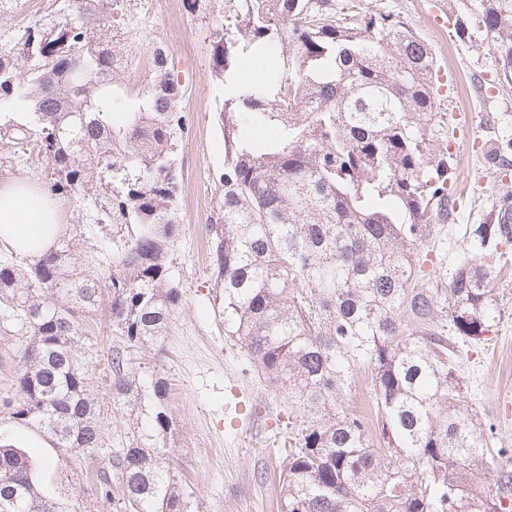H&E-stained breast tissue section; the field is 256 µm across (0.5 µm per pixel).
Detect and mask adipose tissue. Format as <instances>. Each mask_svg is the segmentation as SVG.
<instances>
[{
	"label": "adipose tissue",
	"instance_id": "obj_1",
	"mask_svg": "<svg viewBox=\"0 0 512 512\" xmlns=\"http://www.w3.org/2000/svg\"><path fill=\"white\" fill-rule=\"evenodd\" d=\"M60 232L57 204L38 179L0 183V240L34 257L52 247Z\"/></svg>",
	"mask_w": 512,
	"mask_h": 512
}]
</instances>
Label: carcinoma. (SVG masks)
Returning <instances> with one entry per match:
<instances>
[{
	"label": "carcinoma",
	"instance_id": "carcinoma-1",
	"mask_svg": "<svg viewBox=\"0 0 512 512\" xmlns=\"http://www.w3.org/2000/svg\"><path fill=\"white\" fill-rule=\"evenodd\" d=\"M128 0H78L49 29L30 27L24 62L0 53V101L27 105L5 127L4 159L37 153L52 193L87 200L121 187L113 216L138 226L112 266L80 268L76 238L24 266L0 260V336L21 338L12 392L0 397V512H190L174 465L171 385L157 372L182 293L169 272L181 231L177 151L189 129L182 84L161 49L138 98L129 66ZM215 76L224 170L207 224L224 335L283 389L295 414L277 465H263L277 512H507L496 495L493 427L464 414L457 341L479 343L500 310L488 254L512 226L471 224L451 276L429 259L433 232L457 207L448 193L454 128L437 105L430 45L389 11L355 0H225ZM460 36L475 31L512 84V0H461ZM280 69L243 83L266 55ZM111 97L112 117L98 102ZM274 135L256 143L251 127ZM106 307L115 343L92 334ZM153 353V362L141 354ZM367 374L374 417L349 406ZM125 430L112 436L110 424ZM26 426L57 457L89 458L68 487L46 456L10 437Z\"/></svg>",
	"mask_w": 512,
	"mask_h": 512
}]
</instances>
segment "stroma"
I'll list each match as a JSON object with an SVG mask.
<instances>
[{"instance_id":"1","label":"stroma","mask_w":512,"mask_h":512,"mask_svg":"<svg viewBox=\"0 0 512 512\" xmlns=\"http://www.w3.org/2000/svg\"><path fill=\"white\" fill-rule=\"evenodd\" d=\"M431 45L438 67L455 77L456 87L440 103L460 112L463 128L448 144L453 157L450 185L462 203L439 225L434 250L453 268L467 247L469 224H486L491 209L512 194V166L503 167L499 146L512 137V87L503 86L495 55L480 35L460 37L440 25L432 0H384ZM75 0H7L0 10V48L20 47L28 26L47 23ZM133 31L126 48L134 57L124 75L129 98L144 89L153 69L152 50H165L184 87L182 110L190 130L179 148V222L182 232L170 253L171 276L182 301L162 341L164 373L174 398L171 412L179 434L175 452L191 476L193 512H275L268 487L258 476L288 437V404L280 391L258 377L236 341L225 336L216 314L210 281L206 226L212 214L216 178L224 169V138L217 110L224 85L214 75L213 40L224 27V0H132ZM209 190L199 206L186 200L190 181ZM67 236L78 237L93 258L85 268L103 272L117 246L135 225L99 218L88 202L61 198ZM491 286L501 317L487 341L460 345L465 413L493 425L502 448L496 470L512 471V278Z\"/></svg>"}]
</instances>
